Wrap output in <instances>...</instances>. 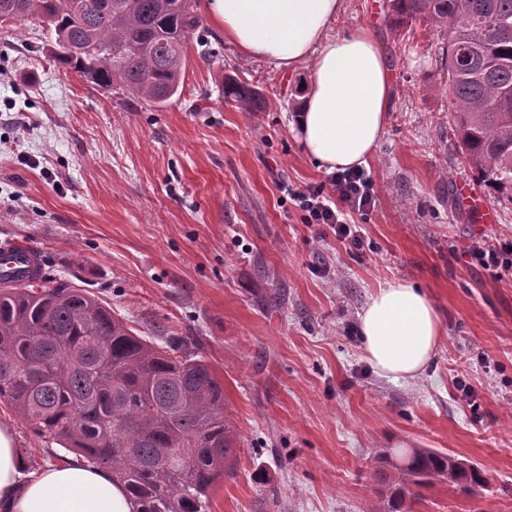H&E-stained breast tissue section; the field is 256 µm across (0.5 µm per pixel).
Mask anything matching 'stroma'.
I'll return each instance as SVG.
<instances>
[{
	"label": "stroma",
	"mask_w": 512,
	"mask_h": 512,
	"mask_svg": "<svg viewBox=\"0 0 512 512\" xmlns=\"http://www.w3.org/2000/svg\"><path fill=\"white\" fill-rule=\"evenodd\" d=\"M383 3L345 0L334 26L372 29L394 84L359 251L302 223L279 189L326 177L292 129L310 63L247 58L205 13L182 95L159 108L63 68L43 24L0 23V243L36 246L45 280L87 289L155 343L186 337L209 362L239 448L211 512H377L382 448H433L488 479L474 496L417 488L414 512H512V274L473 256L512 241V205L483 193L498 213L487 226L462 209L456 185L474 176L438 92L444 35L396 29ZM228 83L259 109L226 98ZM394 280L424 288L445 327L407 382L379 375L359 334L370 295ZM1 424L29 463L69 455L4 403Z\"/></svg>",
	"instance_id": "35a3bbf8"
}]
</instances>
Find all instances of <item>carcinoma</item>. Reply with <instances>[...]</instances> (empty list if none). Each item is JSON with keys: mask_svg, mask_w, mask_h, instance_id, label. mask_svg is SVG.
I'll return each mask as SVG.
<instances>
[{"mask_svg": "<svg viewBox=\"0 0 512 512\" xmlns=\"http://www.w3.org/2000/svg\"><path fill=\"white\" fill-rule=\"evenodd\" d=\"M198 0H0V21L37 18L63 67L102 89L166 106L180 98ZM400 28L451 29L436 46L450 142L476 179L512 203V0H388ZM227 94L246 109L255 93ZM0 402L39 438L112 469L137 512H210V490L238 455L224 386L183 336L157 345L86 289L40 270L15 288L0 277ZM401 512L409 485L448 482L474 494L485 473L431 448H384Z\"/></svg>", "mask_w": 512, "mask_h": 512, "instance_id": "1", "label": "carcinoma"}]
</instances>
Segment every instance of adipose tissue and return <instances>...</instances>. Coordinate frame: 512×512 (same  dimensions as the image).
I'll list each match as a JSON object with an SVG mask.
<instances>
[{"label": "adipose tissue", "mask_w": 512, "mask_h": 512, "mask_svg": "<svg viewBox=\"0 0 512 512\" xmlns=\"http://www.w3.org/2000/svg\"><path fill=\"white\" fill-rule=\"evenodd\" d=\"M226 40L249 58L312 70L293 130L326 171L358 168L375 155L392 109L391 71L372 32L330 28L344 0H203ZM368 362L393 380L422 376L444 324L428 294L405 282L378 288L358 315ZM109 469L77 459L28 466L0 426V512H136Z\"/></svg>", "instance_id": "adipose-tissue-1"}]
</instances>
